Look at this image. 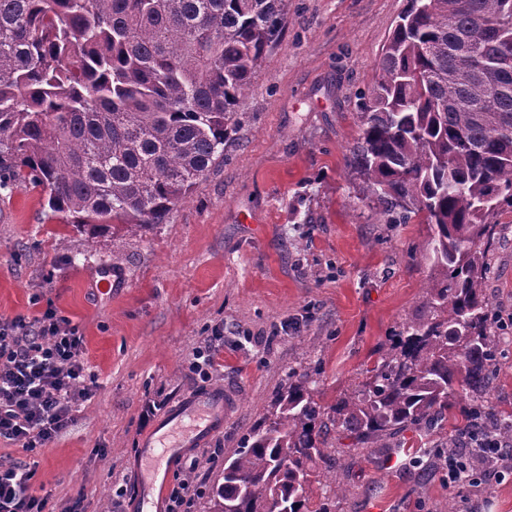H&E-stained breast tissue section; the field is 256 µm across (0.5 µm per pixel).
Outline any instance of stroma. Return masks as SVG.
Instances as JSON below:
<instances>
[{
  "label": "stroma",
  "instance_id": "1",
  "mask_svg": "<svg viewBox=\"0 0 512 512\" xmlns=\"http://www.w3.org/2000/svg\"><path fill=\"white\" fill-rule=\"evenodd\" d=\"M407 0H288L278 41L243 100L242 119L217 163L165 223L128 235L74 228L32 184L0 189V317L56 308L84 338L91 398L36 454L33 495L65 512H132L148 402L230 388L223 430L177 467L169 485L199 488L208 512L224 458L266 414L289 373L309 374L322 405L350 392L423 314L429 266L425 224H385L347 158L359 133L356 104ZM485 283L500 369L488 395L512 414V211L497 217ZM112 290L99 292L103 278ZM224 333L220 369L188 372L196 349ZM419 463L328 435L344 488L331 512H512V459L452 487L439 451L447 434L407 431ZM506 471L505 480L493 473Z\"/></svg>",
  "mask_w": 512,
  "mask_h": 512
}]
</instances>
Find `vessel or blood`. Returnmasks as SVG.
Masks as SVG:
<instances>
[{"label": "vessel or blood", "mask_w": 512, "mask_h": 512, "mask_svg": "<svg viewBox=\"0 0 512 512\" xmlns=\"http://www.w3.org/2000/svg\"><path fill=\"white\" fill-rule=\"evenodd\" d=\"M230 391L194 393L163 414L141 441L135 472L138 512H157L170 472L193 448L224 426Z\"/></svg>", "instance_id": "1"}]
</instances>
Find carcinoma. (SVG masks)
Returning <instances> with one entry per match:
<instances>
[{
  "label": "carcinoma",
  "instance_id": "obj_1",
  "mask_svg": "<svg viewBox=\"0 0 512 512\" xmlns=\"http://www.w3.org/2000/svg\"><path fill=\"white\" fill-rule=\"evenodd\" d=\"M288 0H0V187L30 181L91 234L166 221L224 158ZM350 165L386 224L429 226L424 313L397 352L327 408L308 375L224 458L210 512L310 510L334 427L410 452V429H444L448 452L484 435L512 442L487 408L499 362L487 254L512 209V0H408L360 98Z\"/></svg>",
  "mask_w": 512,
  "mask_h": 512
}]
</instances>
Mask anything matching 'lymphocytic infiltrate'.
<instances>
[{"instance_id":"f902f5d3","label":"lymphocytic infiltrate","mask_w":512,"mask_h":512,"mask_svg":"<svg viewBox=\"0 0 512 512\" xmlns=\"http://www.w3.org/2000/svg\"><path fill=\"white\" fill-rule=\"evenodd\" d=\"M76 325L49 307L33 318L0 317V439L22 452L48 447L88 399L92 381ZM34 472L0 463V512H46L29 492Z\"/></svg>"}]
</instances>
